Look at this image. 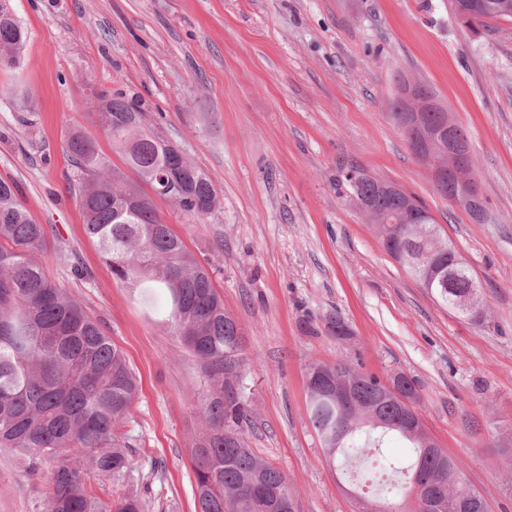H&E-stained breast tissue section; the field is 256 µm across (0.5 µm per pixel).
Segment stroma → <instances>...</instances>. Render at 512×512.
<instances>
[{
    "label": "stroma",
    "mask_w": 512,
    "mask_h": 512,
    "mask_svg": "<svg viewBox=\"0 0 512 512\" xmlns=\"http://www.w3.org/2000/svg\"><path fill=\"white\" fill-rule=\"evenodd\" d=\"M27 32L0 70V179L37 223L43 261L105 326L137 382L128 452L113 496L152 512H196L192 448L207 379L142 312L87 237L69 192L70 133L121 153L90 108L94 92L138 100L147 126L212 178L219 207L200 219L157 200L206 266L242 335L237 387L247 444L286 477L297 512H357L356 486L329 460L308 411L312 365L346 360L414 380L431 438L464 463L489 512H512V20L466 28L451 0H7ZM427 84L469 133L486 224L435 191L387 103L399 80ZM394 183L428 208L480 280L481 320L442 306L387 253L339 183L346 167ZM73 251L89 273L59 265ZM340 317L351 334L326 328ZM51 463L0 453V512H41Z\"/></svg>",
    "instance_id": "stroma-1"
}]
</instances>
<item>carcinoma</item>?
<instances>
[{"instance_id":"cac0c4a2","label":"carcinoma","mask_w":512,"mask_h":512,"mask_svg":"<svg viewBox=\"0 0 512 512\" xmlns=\"http://www.w3.org/2000/svg\"><path fill=\"white\" fill-rule=\"evenodd\" d=\"M25 32L5 3H0V66L20 63ZM102 133L122 150L126 174L113 168L97 141L79 131L67 138L77 169V203L85 229L109 265L113 279L137 293L151 307L156 291L169 301L167 324L210 381L199 412L205 427L192 449L200 512H276L274 492L289 493L280 470L246 447L247 407L236 391V367L224 355L241 354V334L224 312V299L210 271L184 240L165 224L152 193L164 168L178 162L182 150L146 128L137 100L121 93H94L90 102ZM343 182L357 203L379 210L397 209L408 199L420 212L426 206L404 192L388 197L376 178L351 168ZM182 195L171 203L203 218L218 199L211 176L186 163ZM209 209H197V201ZM434 219L422 224L376 226L379 235L393 231L409 253L419 257L405 270L418 282L434 278L432 295L455 310L462 297L475 301L479 284L468 266L453 263L448 242L434 237ZM48 231L18 201L13 187L0 180V448L36 468L46 459L56 465L51 492L42 512H147L137 497L107 501L95 493L91 477L119 478L133 467L123 427L132 417L136 377L122 350L100 322L50 276L40 261ZM325 387L309 392V414L322 448L329 456L353 449L377 467L378 449L397 434L411 448V463H389L408 474L398 492L420 512L424 489L445 500L466 497L461 463L445 452L428 449L422 428H412L376 375L345 362L324 365ZM350 389L357 405L344 409L340 393Z\"/></svg>"}]
</instances>
